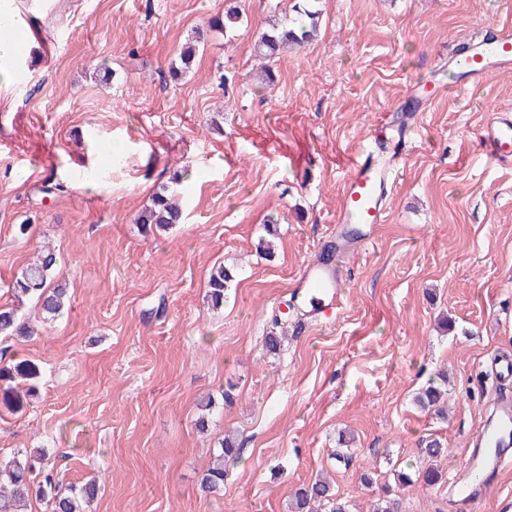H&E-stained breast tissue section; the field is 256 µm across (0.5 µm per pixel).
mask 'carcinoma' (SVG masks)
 Listing matches in <instances>:
<instances>
[{
    "label": "carcinoma",
    "instance_id": "obj_1",
    "mask_svg": "<svg viewBox=\"0 0 512 512\" xmlns=\"http://www.w3.org/2000/svg\"><path fill=\"white\" fill-rule=\"evenodd\" d=\"M295 16L269 27L258 34L254 43L257 60H269L288 49L302 47L309 42L317 30L320 10L318 0H296ZM238 9L230 7L223 15L215 18L217 27L232 29L240 22ZM196 56V45L189 42L182 47L179 54L181 66L172 68V75L178 76L190 68ZM184 209L179 199V191L163 187L153 193L150 204L142 209L133 219V223L142 225L145 232L152 229L164 230L182 222ZM57 266V256L47 250L37 259L23 268L12 280L9 291L14 303L0 305V336L27 337L35 334L30 322L19 315V303L28 296L38 299L44 318L54 320L65 307L68 299L67 288L61 284H52L51 275ZM234 280L233 272L219 265L209 276L208 297L212 307L224 305V295ZM274 330L265 339L268 354L275 355L281 349L286 338L287 326L279 320L273 321ZM37 374L36 367L27 360L7 361L0 358V381L23 382L31 380ZM441 390L433 385L417 397L418 405L436 414H445V407L440 405ZM446 449L440 442L432 440L421 449L420 466L417 479L424 485L436 484L441 475L432 467V461L442 456ZM240 454L237 437L227 434L220 443V450L213 455V460L203 471L199 487L207 495H219L224 489V463L235 460ZM46 451L34 450L24 457L13 456L0 459V512H27L30 501L37 498L47 504L48 512H84L83 504L94 497L97 488L86 484L80 488L73 485L62 488V481L53 471L44 467ZM327 505L329 512H350L347 501L334 492L326 480H315L296 488L289 503L290 512H317V508Z\"/></svg>",
    "mask_w": 512,
    "mask_h": 512
}]
</instances>
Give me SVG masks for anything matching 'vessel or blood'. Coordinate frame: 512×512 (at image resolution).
<instances>
[{
	"label": "vessel or blood",
	"instance_id": "obj_1",
	"mask_svg": "<svg viewBox=\"0 0 512 512\" xmlns=\"http://www.w3.org/2000/svg\"><path fill=\"white\" fill-rule=\"evenodd\" d=\"M512 65V36L501 35L493 43L477 41L462 51L458 67L473 80ZM483 149L494 158L512 159V116L495 114L483 132ZM395 171L371 159L352 162L344 186V207L337 217L341 229L336 233L334 256L326 262L305 266L293 283L294 296L304 313L318 320H333L345 307L340 288L343 264L350 242L343 227L361 224L375 230L385 220L383 200L395 185ZM512 467V397L497 398L493 415L478 428L477 448L466 457L455 474L451 487L456 499L476 505L484 489Z\"/></svg>",
	"mask_w": 512,
	"mask_h": 512
}]
</instances>
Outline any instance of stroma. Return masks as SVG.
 I'll list each match as a JSON object with an SVG mask.
<instances>
[{
  "instance_id": "stroma-1",
  "label": "stroma",
  "mask_w": 512,
  "mask_h": 512,
  "mask_svg": "<svg viewBox=\"0 0 512 512\" xmlns=\"http://www.w3.org/2000/svg\"><path fill=\"white\" fill-rule=\"evenodd\" d=\"M50 2L29 22L54 52L0 91V304L49 245L70 307L43 323L24 302L38 334L8 346L38 367V388L21 411L0 403V457L43 448L64 485L96 480L85 512H288L322 473L369 512L437 439L443 479L401 489L402 510L469 512L446 478L503 390L491 358L512 351V161L480 144L492 113L512 114V67L459 88L453 55L512 28V0H320L315 39L274 58L269 84L253 44L294 0ZM233 4L235 31L211 28ZM190 41L195 61L172 77ZM432 79L446 88L395 166L385 222L349 255L344 310L289 322L268 355L294 279L336 234L352 158L388 159L377 118L399 125ZM111 142L124 166L85 185ZM171 184L184 221L145 235L135 214ZM220 265L235 280L216 309ZM441 370L444 420L415 401ZM228 432L240 456L223 495L203 494ZM233 280V272L224 265L217 266L211 271L208 281V297L212 307L218 308L224 305L225 292L231 287Z\"/></svg>"
}]
</instances>
